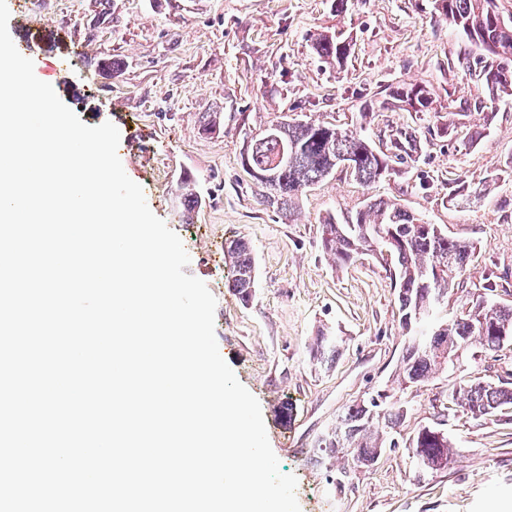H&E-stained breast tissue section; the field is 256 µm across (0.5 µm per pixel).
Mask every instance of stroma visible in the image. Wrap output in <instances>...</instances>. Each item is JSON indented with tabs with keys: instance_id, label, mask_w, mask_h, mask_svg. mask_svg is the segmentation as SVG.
I'll list each match as a JSON object with an SVG mask.
<instances>
[{
	"instance_id": "obj_1",
	"label": "stroma",
	"mask_w": 512,
	"mask_h": 512,
	"mask_svg": "<svg viewBox=\"0 0 512 512\" xmlns=\"http://www.w3.org/2000/svg\"><path fill=\"white\" fill-rule=\"evenodd\" d=\"M8 30L55 33L51 58L34 61L36 76L52 81L61 101L89 126L112 122L118 155L158 218L190 256L186 274L199 278L217 301L219 351L260 403L281 473L295 475L301 512H492L512 497V413L474 419L449 417L455 446L448 466L418 479L405 444L435 422L449 388L470 379L512 381V345L465 354L448 369L402 395L407 417L398 447L354 470L337 490L344 458L312 461L319 438L360 398L390 389L406 340L400 334L397 291L380 265L363 256L339 267L321 248V220L354 217L368 197L397 201L450 238L471 241L477 253L462 288L444 312L473 298L512 306V98L489 100L484 87L457 70L477 48L434 9L432 0H7ZM351 42L346 66L336 70L313 52L322 34ZM119 71L103 69L105 59ZM420 83L433 94V111L418 120L405 106L374 113L364 128L384 148L389 126L417 129L420 161L396 165L393 175L364 187L345 172L299 196L293 217L259 203L258 186L242 168L245 131L260 133L284 112L356 126L363 103L384 86ZM486 102L478 110V102ZM458 115L452 137L439 127ZM224 115V128L203 134L204 113ZM484 129L479 143L470 133ZM199 179L204 200L184 220L176 197L183 173ZM489 181L485 203L448 202L447 183ZM246 241L256 288L242 302L227 283L224 244ZM495 291H483L486 276ZM341 337V354L317 364L310 347L318 329ZM292 406L281 423V402Z\"/></svg>"
}]
</instances>
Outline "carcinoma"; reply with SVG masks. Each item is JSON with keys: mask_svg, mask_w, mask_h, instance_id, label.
Segmentation results:
<instances>
[{"mask_svg": "<svg viewBox=\"0 0 512 512\" xmlns=\"http://www.w3.org/2000/svg\"><path fill=\"white\" fill-rule=\"evenodd\" d=\"M434 8L448 24L463 34L481 53L475 61L464 57L459 65L474 72L490 99L512 97V27L502 32L498 25L503 15L498 0H434ZM315 54L324 62L342 69L351 49L338 36L323 35L313 43ZM383 110L408 105L418 112H428L432 92L422 84L389 86L383 89ZM224 126V113L208 112L202 133L214 134ZM277 137L265 133L246 137L240 160L247 161L248 173L262 188L261 202L283 214L294 215L295 200L338 170L337 162L349 155L353 168L348 175L363 187H369L393 171L394 160L415 162L422 156L421 139L416 130L396 127L388 134V152L378 151L368 138L356 130H340L325 123L286 118L271 124ZM294 149V158L280 168L276 159L280 145ZM183 214L201 206L202 197L194 177L185 172L177 183ZM490 189L483 182L458 180L448 188V202L456 205L485 201ZM321 246L335 264L344 266L362 255L385 261L384 252L394 250L397 260L386 271L398 292L399 324L408 345L400 359L395 383L403 391L429 379L448 365V358L476 347L484 353L501 350L512 343V307L488 304L478 299L459 313L448 315L443 332L434 341L419 338L416 326L407 315L436 311L445 303L448 292L464 284V276L476 252L472 242L448 237L435 224H429L400 204L382 198L371 199L354 220L341 224L329 214L321 221ZM231 261V288L247 303L255 288V262L249 245L240 239L225 243ZM313 359L332 362L339 354V338L326 329L318 332L311 346ZM380 407L382 415L368 423L365 401L349 405L336 428L319 438L313 461L344 456L353 462H371L387 448L389 435L396 431L407 411L396 393ZM450 413L478 419L505 409L512 411V386L507 382L482 381L478 378L448 389ZM408 447L422 459L416 465L418 475L441 468L450 461L454 447L448 435H433V428L418 429Z\"/></svg>", "mask_w": 512, "mask_h": 512, "instance_id": "carcinoma-1", "label": "carcinoma"}]
</instances>
